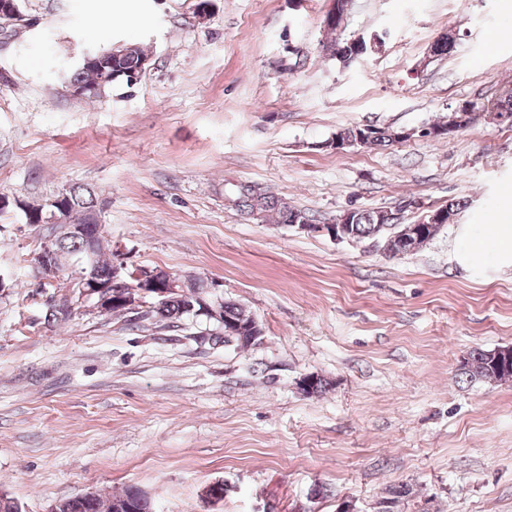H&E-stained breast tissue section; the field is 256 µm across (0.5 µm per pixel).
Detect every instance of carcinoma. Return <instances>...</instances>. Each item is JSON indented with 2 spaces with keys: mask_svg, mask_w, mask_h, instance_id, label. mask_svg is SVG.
I'll return each instance as SVG.
<instances>
[{
  "mask_svg": "<svg viewBox=\"0 0 512 512\" xmlns=\"http://www.w3.org/2000/svg\"><path fill=\"white\" fill-rule=\"evenodd\" d=\"M122 53L114 54L112 50H105V55L100 65H79L68 75L71 88L81 90L80 98L98 99L101 95L96 93L98 87L104 88V96L112 94L116 86H132L134 81L139 79L141 64L146 53L135 44L121 46ZM496 112L512 113V93L498 100L496 103L486 106L477 102L466 103L465 112ZM459 109L448 115V121L438 122L432 129H446L450 126H468V123L460 122L461 112ZM371 135L363 141V145L380 146L390 142L398 141V130L392 127L369 126ZM235 207L245 215L254 212L259 214L271 213L277 217L279 224H314L317 222L314 215L297 208L289 206L278 197L264 193L257 194L253 186L244 184L237 188L233 199ZM98 210V199L95 192L81 187L70 186L66 190L63 200V210L59 211L60 223L47 224L48 236L56 241V248L59 251L58 263L68 257H76L83 261L79 276H92V279L101 283L112 281L113 260L105 257V243H107L105 232H100L92 240V256H87L85 241L83 238H74L69 235L68 226L75 224H94ZM394 214V209L360 210L355 209L350 215L348 224L349 239L364 240L370 239L386 247V254L391 257L406 255L422 247V242L417 241L413 245H406L396 238L398 228L394 224L384 223L386 214ZM206 285L199 282H191L179 293H172L163 298L162 301H149L150 307L139 316V321L134 327H140V323L148 325L159 331H172L183 325L184 321L190 318V307H200L204 304L218 306L221 309L220 320L211 329L215 341H222L224 329L230 325L239 326V337L236 338L235 347L238 349L249 346H256L262 343L263 331L254 330L251 323L254 321L252 314L241 306L226 302L223 298H211L204 291ZM491 350L475 348L469 351L459 365V377L461 380L471 384L476 382L506 381L512 379V370L507 371L494 363L490 358ZM144 491L135 486H128L119 493L109 496L99 494L87 497L77 495L61 501L60 512H108L113 501H128L139 512H152L149 503H141Z\"/></svg>",
  "mask_w": 512,
  "mask_h": 512,
  "instance_id": "1",
  "label": "carcinoma"
}]
</instances>
